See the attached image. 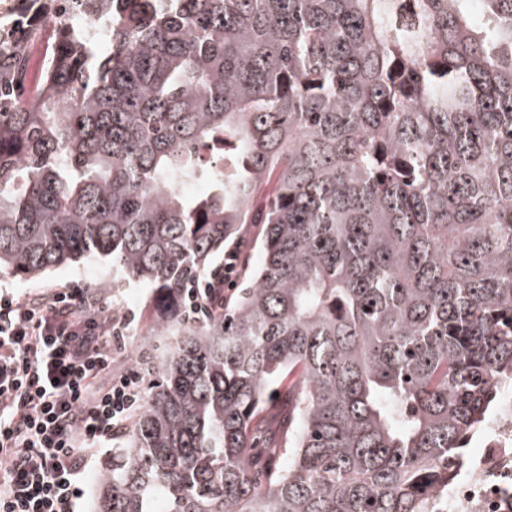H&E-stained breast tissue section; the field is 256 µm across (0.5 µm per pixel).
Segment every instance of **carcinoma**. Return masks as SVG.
Instances as JSON below:
<instances>
[{
    "label": "carcinoma",
    "mask_w": 512,
    "mask_h": 512,
    "mask_svg": "<svg viewBox=\"0 0 512 512\" xmlns=\"http://www.w3.org/2000/svg\"><path fill=\"white\" fill-rule=\"evenodd\" d=\"M76 7L107 50L54 28L28 95L0 55V274L98 255L161 300L93 512H432L512 379V0ZM235 255L227 253L224 258L220 257L215 266L224 265V277L221 273L222 268L215 275L202 277L190 283V288H184V307L196 318L201 316L208 317L212 311V301L215 296L224 292V279H230V274L235 265ZM226 274V275H225Z\"/></svg>",
    "instance_id": "obj_1"
}]
</instances>
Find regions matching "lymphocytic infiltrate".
Wrapping results in <instances>:
<instances>
[{"instance_id":"lymphocytic-infiltrate-1","label":"lymphocytic infiltrate","mask_w":512,"mask_h":512,"mask_svg":"<svg viewBox=\"0 0 512 512\" xmlns=\"http://www.w3.org/2000/svg\"><path fill=\"white\" fill-rule=\"evenodd\" d=\"M224 271L193 281L184 306L209 316ZM77 288L20 300L0 293V512H80L89 456L142 400L141 374L114 371V348L134 322Z\"/></svg>"}]
</instances>
